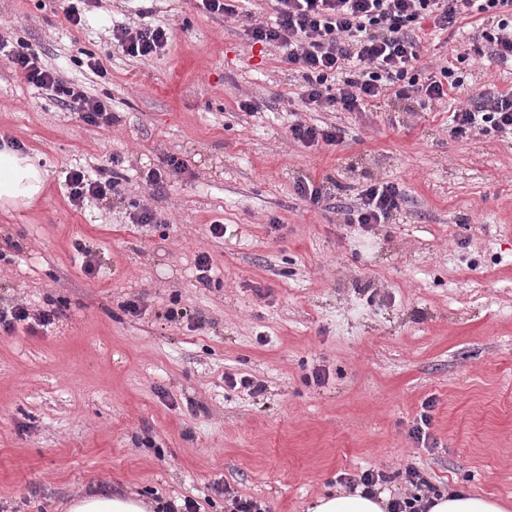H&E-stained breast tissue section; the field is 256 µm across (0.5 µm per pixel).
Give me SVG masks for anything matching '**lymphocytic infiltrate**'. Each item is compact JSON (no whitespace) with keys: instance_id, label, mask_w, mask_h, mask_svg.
Instances as JSON below:
<instances>
[{"instance_id":"obj_1","label":"lymphocytic infiltrate","mask_w":512,"mask_h":512,"mask_svg":"<svg viewBox=\"0 0 512 512\" xmlns=\"http://www.w3.org/2000/svg\"><path fill=\"white\" fill-rule=\"evenodd\" d=\"M206 12L225 17L240 15L244 32L254 42L276 48L288 67L301 73L298 94L309 109L336 108L365 111L387 96L422 97L442 101L462 80L453 66H440L438 74L420 80L418 32L446 31L464 16L484 15L482 29L500 60H512V0H273L275 20L268 23L238 14L230 0H201ZM113 38L128 56L148 61L169 41L162 27H114ZM9 61L14 71L36 88L52 93L66 110L91 126L111 125L108 97H92L83 85L42 65L37 53L18 43ZM452 136L465 137L493 127L512 134V93H479L449 115ZM119 184L109 169L96 173L72 170L66 176L68 198L80 206L107 199ZM358 223L382 224L400 207L401 191L390 182L367 184L359 193Z\"/></svg>"}]
</instances>
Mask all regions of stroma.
<instances>
[{
  "label": "stroma",
  "mask_w": 512,
  "mask_h": 512,
  "mask_svg": "<svg viewBox=\"0 0 512 512\" xmlns=\"http://www.w3.org/2000/svg\"><path fill=\"white\" fill-rule=\"evenodd\" d=\"M143 24L171 33L149 61L112 37ZM482 26L421 40L423 70L450 61L463 76L453 99L329 112L302 105L275 48L197 0H97L77 26L59 0H0L11 39L112 97L111 127L87 125L0 53V143L47 172L31 206L0 208V307L61 310L0 331V512H66L95 487L200 512H225L228 487L306 512L367 469L414 495L409 466L512 503V136L448 134L457 102L512 92V61L467 58ZM84 51L106 78L74 65ZM298 121L342 140L296 143ZM170 155L186 168L154 191L144 174ZM100 168L119 192L73 206L67 172ZM305 180L330 200H303ZM378 181L401 207L358 224ZM145 207L157 223L136 224Z\"/></svg>",
  "instance_id": "stroma-1"
}]
</instances>
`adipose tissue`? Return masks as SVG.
<instances>
[{
  "instance_id": "ef3b65f1",
  "label": "adipose tissue",
  "mask_w": 512,
  "mask_h": 512,
  "mask_svg": "<svg viewBox=\"0 0 512 512\" xmlns=\"http://www.w3.org/2000/svg\"><path fill=\"white\" fill-rule=\"evenodd\" d=\"M45 189V174L31 157L9 148L0 149V205H27ZM388 494L364 497L361 493L327 495L310 512H386ZM68 512H148L137 495H85L75 498ZM429 512H512L505 502L459 487L441 494Z\"/></svg>"
}]
</instances>
